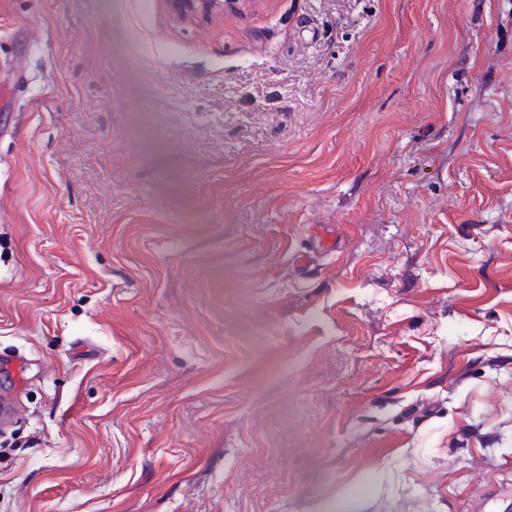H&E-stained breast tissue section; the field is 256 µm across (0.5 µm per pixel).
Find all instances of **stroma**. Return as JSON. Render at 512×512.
Listing matches in <instances>:
<instances>
[{
	"label": "stroma",
	"mask_w": 512,
	"mask_h": 512,
	"mask_svg": "<svg viewBox=\"0 0 512 512\" xmlns=\"http://www.w3.org/2000/svg\"><path fill=\"white\" fill-rule=\"evenodd\" d=\"M4 352L0 512H512V0H0ZM250 0H170L168 6L179 18L222 16L241 11Z\"/></svg>",
	"instance_id": "stroma-1"
}]
</instances>
